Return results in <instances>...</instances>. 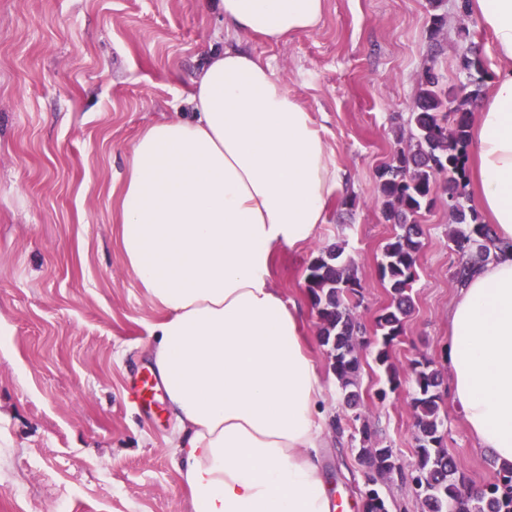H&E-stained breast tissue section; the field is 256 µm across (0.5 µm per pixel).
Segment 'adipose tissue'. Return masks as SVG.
Listing matches in <instances>:
<instances>
[{"label": "adipose tissue", "mask_w": 512, "mask_h": 512, "mask_svg": "<svg viewBox=\"0 0 512 512\" xmlns=\"http://www.w3.org/2000/svg\"><path fill=\"white\" fill-rule=\"evenodd\" d=\"M325 3L202 0L230 43L193 74L182 115L137 135L119 189L123 259L162 312L149 356L192 512H332L312 454L322 377L272 268L326 223L338 171L312 113L239 42L315 30ZM469 8L497 61L471 126L473 200L512 241V0ZM444 358L474 448L512 466L511 249L453 299Z\"/></svg>", "instance_id": "adipose-tissue-1"}]
</instances>
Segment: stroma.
<instances>
[{"mask_svg":"<svg viewBox=\"0 0 512 512\" xmlns=\"http://www.w3.org/2000/svg\"><path fill=\"white\" fill-rule=\"evenodd\" d=\"M456 0H326L320 26L248 46L266 58L313 113L340 186L315 239L280 252L275 278L303 311L322 372L327 419L339 386L317 336L306 289L318 253L342 244L363 285L361 411L403 469L415 461L413 362L447 371L448 306L458 287L446 197L423 211L414 310L391 351L400 386L386 399L375 362L376 318L389 302L377 272L394 233L382 214L377 169L401 139L424 67L444 87L467 80L466 39L489 47ZM445 17L432 33V14ZM223 19L200 0H0V512H191L168 441L167 407L147 409L133 388L150 371L151 326L162 316L129 272L118 244L119 188L135 136L170 116ZM444 444L465 481H494L499 466L476 450L450 391ZM328 435L320 464L337 501L363 512L364 468L355 425Z\"/></svg>","mask_w":512,"mask_h":512,"instance_id":"stroma-1","label":"stroma"}]
</instances>
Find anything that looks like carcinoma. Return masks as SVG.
Masks as SVG:
<instances>
[{"label":"carcinoma","mask_w":512,"mask_h":512,"mask_svg":"<svg viewBox=\"0 0 512 512\" xmlns=\"http://www.w3.org/2000/svg\"><path fill=\"white\" fill-rule=\"evenodd\" d=\"M460 65L469 84L448 91L435 67L425 68L407 119L408 141L395 151L394 163L377 172L383 215L395 228L378 263L390 303L376 320L381 341L375 354L391 390L400 381L390 362V348L414 308L411 288L423 236L418 217L434 203L441 175L448 176L441 188L450 198L451 239L458 254L453 273L456 284L463 286L479 266L495 257L493 231L470 204L463 163L470 141L469 107L481 97L487 77L482 46L469 41ZM306 284L318 310L319 340L329 352L344 407L352 420L359 421L360 347L356 337L364 328L350 308V300L360 294L362 285L351 259L344 256V247L336 244L321 250L308 267ZM412 381L416 462L411 469H399L392 448L377 439L368 424L359 429L358 460L365 468V485L373 491L365 512H390L388 498L380 495L378 488L396 470L421 512H512V469H499L493 482L472 491L466 489L460 463L448 454L440 417L441 373L432 363L418 361L413 363Z\"/></svg>","instance_id":"obj_1"}]
</instances>
